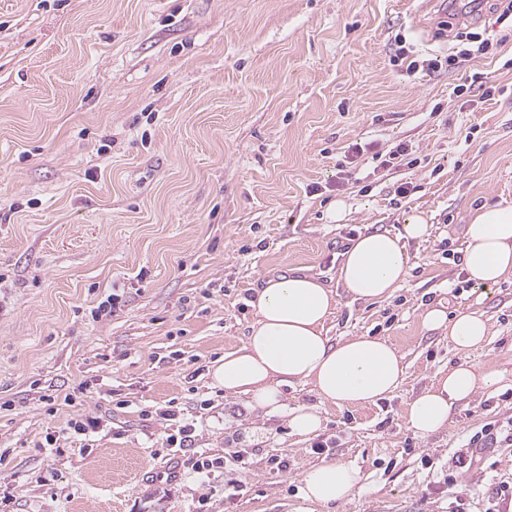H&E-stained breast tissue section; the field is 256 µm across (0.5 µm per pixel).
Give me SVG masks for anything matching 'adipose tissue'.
Listing matches in <instances>:
<instances>
[{"instance_id": "obj_1", "label": "adipose tissue", "mask_w": 512, "mask_h": 512, "mask_svg": "<svg viewBox=\"0 0 512 512\" xmlns=\"http://www.w3.org/2000/svg\"><path fill=\"white\" fill-rule=\"evenodd\" d=\"M429 233L425 216L407 217L396 232L362 233L343 252L337 279L354 299L376 302L390 297L409 272L406 244ZM463 269L475 287L488 289L512 276V204H484L467 213ZM255 319L245 342L225 352L212 370L215 386L243 395L268 412L283 405L284 387L311 386L320 404L374 405L392 396L405 379L399 350L389 341L351 336L334 342L325 326L336 309V294L312 274L271 278L252 302ZM431 329L448 333L461 354L482 348L489 328L482 315L461 310L447 316L433 307L423 315ZM506 373L482 370L469 361L439 372L433 383L408 403V429L428 437L445 428L460 402L498 388ZM304 499L328 508L353 499L362 475L353 464L322 461L302 476Z\"/></svg>"}]
</instances>
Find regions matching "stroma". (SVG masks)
I'll return each mask as SVG.
<instances>
[{
    "label": "stroma",
    "instance_id": "35a3bbf8",
    "mask_svg": "<svg viewBox=\"0 0 512 512\" xmlns=\"http://www.w3.org/2000/svg\"><path fill=\"white\" fill-rule=\"evenodd\" d=\"M407 0H0V498L10 512H306L323 460L364 488L335 512H488L512 482V381L455 407L447 428L407 429V402L457 364L428 305L482 313L468 355L512 370V277L465 280L468 210L512 203V24L471 31L488 57L406 77L395 35L447 56L455 28ZM481 73L494 92L454 89ZM364 149L340 170L352 144ZM408 146L414 165L383 167ZM410 193L401 195V184ZM350 212L330 218L336 201ZM431 226L406 281L353 300L336 267L361 232ZM306 272L336 294L332 340L387 339L394 395L320 406L307 385L269 414L212 384L242 345L270 277ZM120 303L97 312L110 295ZM320 406L293 436L288 411ZM173 419H165L167 411ZM99 416L98 432L75 421ZM191 426L189 448L170 445ZM477 466L457 458L473 446ZM208 461L205 473L195 463Z\"/></svg>",
    "mask_w": 512,
    "mask_h": 512
}]
</instances>
